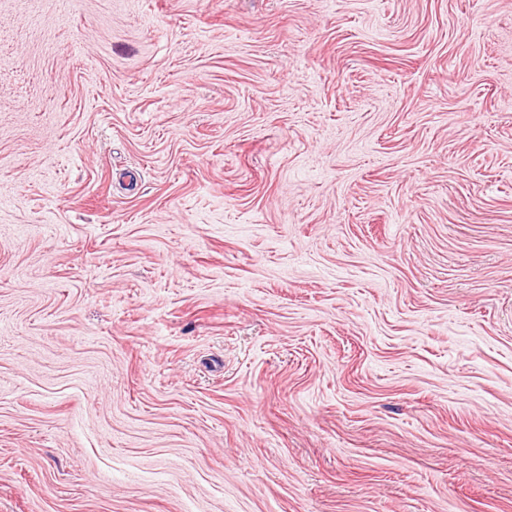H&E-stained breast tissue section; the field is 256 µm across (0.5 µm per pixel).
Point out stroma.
Listing matches in <instances>:
<instances>
[{"instance_id": "1", "label": "stroma", "mask_w": 512, "mask_h": 512, "mask_svg": "<svg viewBox=\"0 0 512 512\" xmlns=\"http://www.w3.org/2000/svg\"><path fill=\"white\" fill-rule=\"evenodd\" d=\"M0 512H512V0H0Z\"/></svg>"}]
</instances>
